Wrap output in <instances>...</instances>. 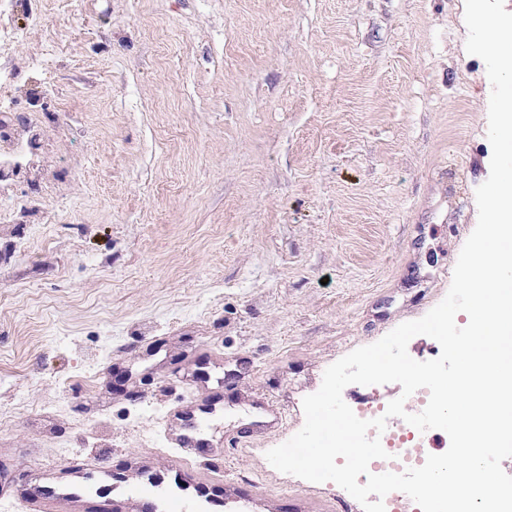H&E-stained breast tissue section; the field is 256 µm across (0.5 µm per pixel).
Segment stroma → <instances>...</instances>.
<instances>
[{"mask_svg":"<svg viewBox=\"0 0 512 512\" xmlns=\"http://www.w3.org/2000/svg\"><path fill=\"white\" fill-rule=\"evenodd\" d=\"M0 110L42 113L0 193V487L89 451L166 470L160 421L222 386L199 467L269 512L328 366L446 296L490 173L464 0H8ZM418 395L348 385L353 412ZM285 414L252 431L255 401Z\"/></svg>","mask_w":512,"mask_h":512,"instance_id":"1","label":"stroma"}]
</instances>
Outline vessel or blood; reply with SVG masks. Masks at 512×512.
I'll use <instances>...</instances> for the list:
<instances>
[{"instance_id":"1","label":"vessel or blood","mask_w":512,"mask_h":512,"mask_svg":"<svg viewBox=\"0 0 512 512\" xmlns=\"http://www.w3.org/2000/svg\"><path fill=\"white\" fill-rule=\"evenodd\" d=\"M216 402L212 396L195 411L175 408L181 427L162 436L164 447L176 454L171 476L176 484L193 490L211 512H252L254 492L240 490L220 497L214 492L216 476L201 471L195 463L201 450L211 445L204 425ZM162 485V478L152 472H143L139 480L131 481L113 472L103 457L86 455L76 464L57 462L40 467L16 493L22 512H190L181 498L161 495Z\"/></svg>"}]
</instances>
